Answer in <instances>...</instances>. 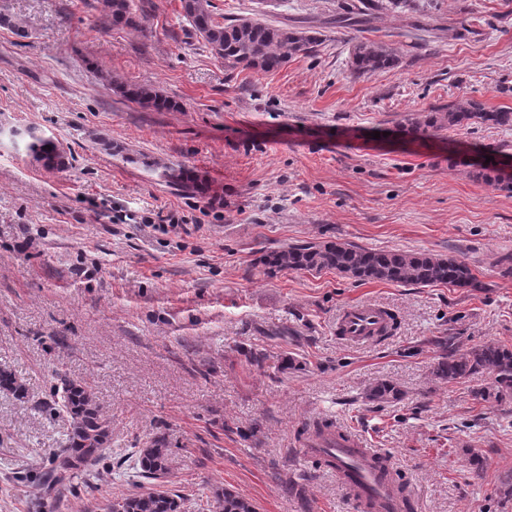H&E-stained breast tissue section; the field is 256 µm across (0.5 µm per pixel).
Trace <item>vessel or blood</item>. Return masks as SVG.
Listing matches in <instances>:
<instances>
[{
    "mask_svg": "<svg viewBox=\"0 0 512 512\" xmlns=\"http://www.w3.org/2000/svg\"><path fill=\"white\" fill-rule=\"evenodd\" d=\"M392 331L387 311L368 302L354 303L343 309L336 332L349 343L360 345L380 339ZM305 458L323 462L325 468L347 489L354 512H401L400 495L375 464L378 449L347 430L316 439L304 451Z\"/></svg>",
    "mask_w": 512,
    "mask_h": 512,
    "instance_id": "1",
    "label": "vessel or blood"
}]
</instances>
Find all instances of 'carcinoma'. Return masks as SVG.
<instances>
[{"label": "carcinoma", "mask_w": 512, "mask_h": 512, "mask_svg": "<svg viewBox=\"0 0 512 512\" xmlns=\"http://www.w3.org/2000/svg\"><path fill=\"white\" fill-rule=\"evenodd\" d=\"M407 0H358L352 5L351 19L369 24L384 12H396ZM97 8L112 25L142 31L147 14L135 0H97ZM182 16L192 32L202 39L210 54L224 62V70L270 72L294 57L310 56L319 44L317 32L287 23L273 24L266 12L259 10L248 16L217 21L211 0H182ZM399 62L397 51L381 42L365 39L350 51V74L372 75L390 69ZM123 96L148 103L157 111H170L178 104L157 91L142 87H121ZM511 128V110H490L478 101L462 97L428 112L413 114L403 125L404 133L414 138H441L448 130L469 128ZM35 153L47 168H61L66 156L48 140H38ZM479 162L473 165L474 175L496 190L512 192V178L502 165L512 161L505 147L473 144ZM494 160L488 162L486 157ZM264 264L272 272L332 270L358 282H384L426 287L448 285L473 291L486 288L464 261L454 256L401 249H372L343 241L307 242L288 245L267 253ZM440 350L432 375L440 382H465L477 374L493 377L490 388L473 390L475 399L502 401L512 399V347L486 342L461 349L451 337L430 340ZM0 391L17 400L27 398L25 385L7 368H0ZM366 398L379 405L402 398L399 387L387 380L377 381L367 389ZM53 404L70 417L65 441L42 474L43 483L56 486L69 481L98 463L112 433V421L101 412L97 396L84 382L64 379L53 390ZM335 428L325 419L307 425L299 436L309 443ZM170 448L164 435L156 434L138 451L137 468L141 477L158 480L169 472ZM178 495L151 490L120 498L124 512H179ZM220 512H255L253 505L228 490L219 501Z\"/></svg>", "instance_id": "carcinoma-1"}]
</instances>
